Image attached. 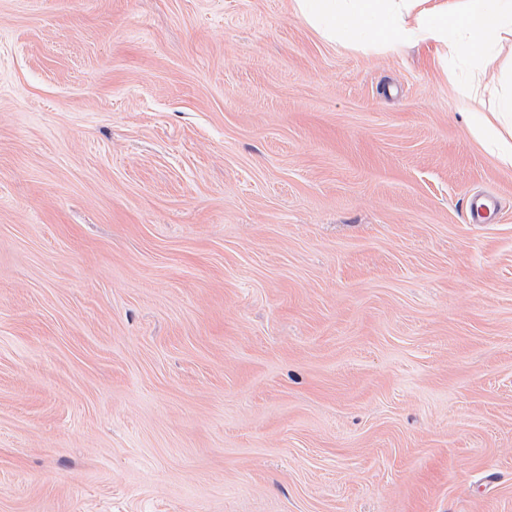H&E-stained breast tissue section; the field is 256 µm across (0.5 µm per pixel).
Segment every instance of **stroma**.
<instances>
[{"instance_id": "obj_1", "label": "stroma", "mask_w": 512, "mask_h": 512, "mask_svg": "<svg viewBox=\"0 0 512 512\" xmlns=\"http://www.w3.org/2000/svg\"><path fill=\"white\" fill-rule=\"evenodd\" d=\"M0 512H512V170L435 47L0 0ZM467 119L473 136L484 143L504 169H512V142L507 140L497 125L486 115L477 112H460Z\"/></svg>"}]
</instances>
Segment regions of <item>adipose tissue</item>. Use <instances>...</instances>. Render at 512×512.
I'll return each mask as SVG.
<instances>
[{"label":"adipose tissue","mask_w":512,"mask_h":512,"mask_svg":"<svg viewBox=\"0 0 512 512\" xmlns=\"http://www.w3.org/2000/svg\"><path fill=\"white\" fill-rule=\"evenodd\" d=\"M292 9L324 40L348 48L435 46L482 70L504 35H512V0H292ZM473 136L512 169V87L493 116L467 113Z\"/></svg>","instance_id":"ef3b65f1"}]
</instances>
